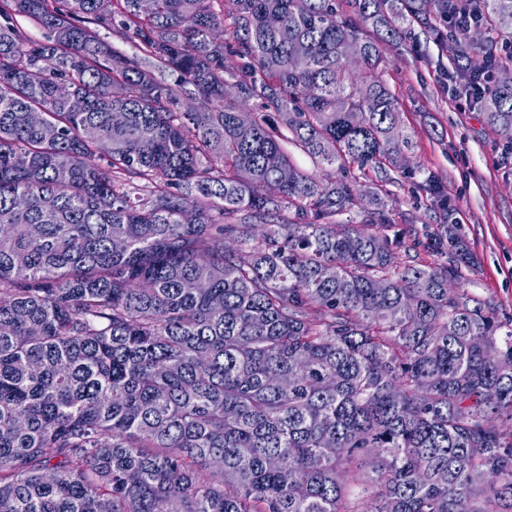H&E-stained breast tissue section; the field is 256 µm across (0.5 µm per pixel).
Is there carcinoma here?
<instances>
[{
	"label": "carcinoma",
	"instance_id": "cac0c4a2",
	"mask_svg": "<svg viewBox=\"0 0 512 512\" xmlns=\"http://www.w3.org/2000/svg\"><path fill=\"white\" fill-rule=\"evenodd\" d=\"M138 2L0 0V512H512V328L434 177L452 263L380 233L419 170L379 49L474 88L512 0ZM477 104L512 151V81ZM285 149L290 154L292 160L295 162V164L301 168L303 171L307 173H313L317 176L327 178V177H338V174L336 171L330 169V168H320L317 167L316 164L313 162L311 158H309L307 155L302 153L300 150L296 149L291 144H283Z\"/></svg>",
	"mask_w": 512,
	"mask_h": 512
}]
</instances>
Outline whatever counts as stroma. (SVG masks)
<instances>
[{
    "instance_id": "1",
    "label": "stroma",
    "mask_w": 512,
    "mask_h": 512,
    "mask_svg": "<svg viewBox=\"0 0 512 512\" xmlns=\"http://www.w3.org/2000/svg\"><path fill=\"white\" fill-rule=\"evenodd\" d=\"M380 51L385 78L401 104V124L411 137L410 165L441 183L457 233L473 259L460 285L489 303L499 321L512 324V155L479 109L460 111L449 98V55L427 44L414 55L393 44ZM394 201L392 227L403 231L407 252L416 263H442L428 247L439 222L433 202L416 181L396 176L389 184Z\"/></svg>"
}]
</instances>
